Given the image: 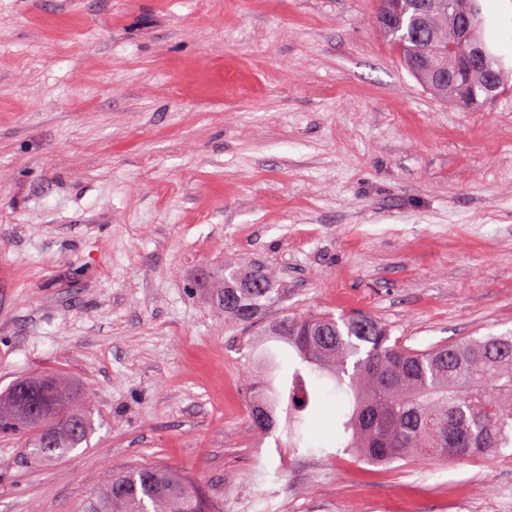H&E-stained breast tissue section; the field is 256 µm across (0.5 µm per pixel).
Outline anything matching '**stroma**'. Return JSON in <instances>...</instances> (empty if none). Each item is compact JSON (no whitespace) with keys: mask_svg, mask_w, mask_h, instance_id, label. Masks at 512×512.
<instances>
[{"mask_svg":"<svg viewBox=\"0 0 512 512\" xmlns=\"http://www.w3.org/2000/svg\"><path fill=\"white\" fill-rule=\"evenodd\" d=\"M378 0H0V391L60 372L88 445L0 436V512H76L181 469L220 512H512V449L353 461L254 428L258 326L191 291L270 270L283 315L364 312L423 349L512 331V91L439 98Z\"/></svg>","mask_w":512,"mask_h":512,"instance_id":"35a3bbf8","label":"stroma"}]
</instances>
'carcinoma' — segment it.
<instances>
[{
  "label": "carcinoma",
  "mask_w": 512,
  "mask_h": 512,
  "mask_svg": "<svg viewBox=\"0 0 512 512\" xmlns=\"http://www.w3.org/2000/svg\"><path fill=\"white\" fill-rule=\"evenodd\" d=\"M417 0H403L384 36L396 47L405 68L423 85L427 74L415 62L434 49H455L458 40L448 15L428 18L427 34L417 41L412 21ZM485 74L470 66L455 70V81L436 91L453 99L467 85V106L483 104L512 87V68L485 51ZM216 307L241 325H252L278 298L262 270L242 273L227 266L210 271L205 284ZM262 335L286 344L292 361L278 392L250 384L253 425L263 433L284 414L288 447L305 442L304 428L319 411L327 379L329 392L345 403L334 421L338 452L371 463H393L409 455L456 460L477 459L512 448V332L469 337L425 349L391 340L374 317L355 313L338 319L324 314L284 316ZM44 385L51 407L32 423L11 386L0 399V434L29 437L30 455L63 458L87 442L92 431L89 406L76 383L58 373L32 376ZM81 512H218L198 484L176 469L141 466L115 473Z\"/></svg>",
  "instance_id": "carcinoma-1"
}]
</instances>
